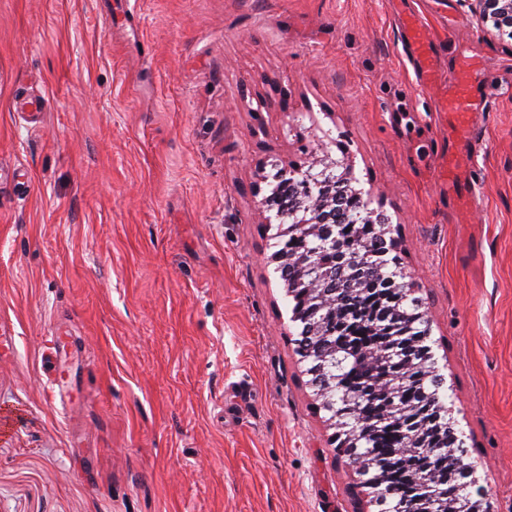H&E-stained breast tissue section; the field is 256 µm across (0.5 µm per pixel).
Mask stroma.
<instances>
[{"mask_svg":"<svg viewBox=\"0 0 512 512\" xmlns=\"http://www.w3.org/2000/svg\"><path fill=\"white\" fill-rule=\"evenodd\" d=\"M468 66L486 110L461 152L438 105ZM348 160L425 300L476 487L512 512V39L465 0H0V512H378L262 213L276 169ZM412 43L414 51L420 61L426 63L424 87L430 86L435 80V70L431 63V44L424 36L423 32L415 24H412Z\"/></svg>","mask_w":512,"mask_h":512,"instance_id":"1","label":"stroma"}]
</instances>
